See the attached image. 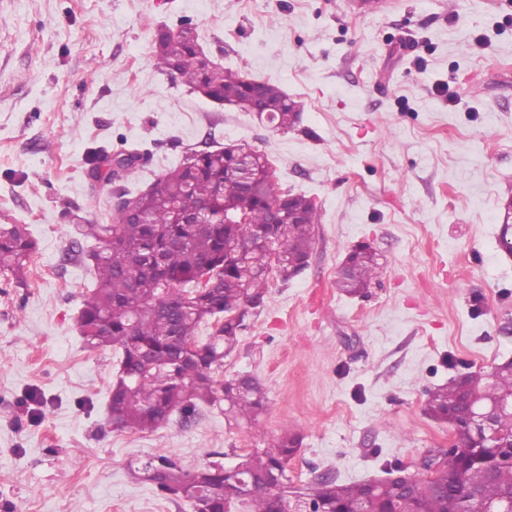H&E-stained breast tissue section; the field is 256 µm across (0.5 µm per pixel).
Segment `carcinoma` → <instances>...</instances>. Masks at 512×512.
<instances>
[{"label": "carcinoma", "mask_w": 512, "mask_h": 512, "mask_svg": "<svg viewBox=\"0 0 512 512\" xmlns=\"http://www.w3.org/2000/svg\"><path fill=\"white\" fill-rule=\"evenodd\" d=\"M155 45V65L211 101L237 106L254 96L272 127L288 131L300 123L299 103L278 84L206 60L194 28L162 27ZM242 155L256 159L250 185L231 174ZM273 173L264 154L243 145L194 151L134 196L120 187V196L134 199L135 214L120 209L106 224L75 225L77 235L88 242L81 258L94 270L77 324L87 347L119 352L107 405L109 421L119 429L152 432L173 415L193 414L202 404L222 408L229 419L251 423L265 410L259 381L240 375L222 382L216 372L238 345L246 315L264 305L266 271L273 268L287 281L308 262L312 250L316 206L301 194L291 195L300 223L285 225L273 253L250 246L254 228L268 223L263 202L249 205L244 223H224V210L264 194ZM204 210L207 223H181L182 217ZM36 250L28 225L0 224L1 275L22 283ZM379 269L377 257L362 256L349 276L336 280V287L360 294ZM204 274L213 287L198 288ZM203 326L209 332L201 340L198 331ZM468 383L475 398L484 402L512 395V366L502 364L489 375L471 372ZM425 410L449 426L465 424L472 413L455 377L428 392ZM495 431L504 440L512 438V409L497 417ZM301 442V436L286 432L272 445L240 455L232 468L211 461L193 473L183 471L171 456L158 454L138 472L161 495L189 502L193 512H227L226 494L242 482L253 486L244 499L247 512H284V504L292 501L297 510L311 501L314 512H351L354 507L395 512L399 496L388 482L377 483L370 497L364 482L342 484L327 477L292 489L286 464ZM479 470L478 465L464 467L458 455L448 451L433 475L412 474L417 512H449L455 496L442 492L448 477H462L465 485ZM511 492L512 463L498 462L494 477L481 482L473 508L498 504Z\"/></svg>", "instance_id": "carcinoma-1"}]
</instances>
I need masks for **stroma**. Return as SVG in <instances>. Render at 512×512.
<instances>
[{"instance_id":"obj_1","label":"stroma","mask_w":512,"mask_h":512,"mask_svg":"<svg viewBox=\"0 0 512 512\" xmlns=\"http://www.w3.org/2000/svg\"><path fill=\"white\" fill-rule=\"evenodd\" d=\"M512 0H0V224L38 241L25 285L0 276V512H191L135 478L157 454L234 465L257 438L303 442L290 485L386 478L448 445L427 393L512 359ZM195 28L218 63L276 82L302 109L283 132L154 65L159 27ZM246 144L318 213L306 269L269 280L218 376H254L256 423L207 406L153 431L112 427L117 352L77 315L94 271L75 224H101L113 185L89 151H137L146 188L188 150ZM382 268L336 286L358 243ZM356 252L368 256L376 254L369 244H359L345 257L337 269V274L344 275L345 273L349 272L350 262L348 259L353 253ZM380 266L381 264L379 263L376 256H362L356 260L352 272L348 277L339 278L336 280V286L347 294H360L365 289L369 288L372 281L377 278Z\"/></svg>"}]
</instances>
